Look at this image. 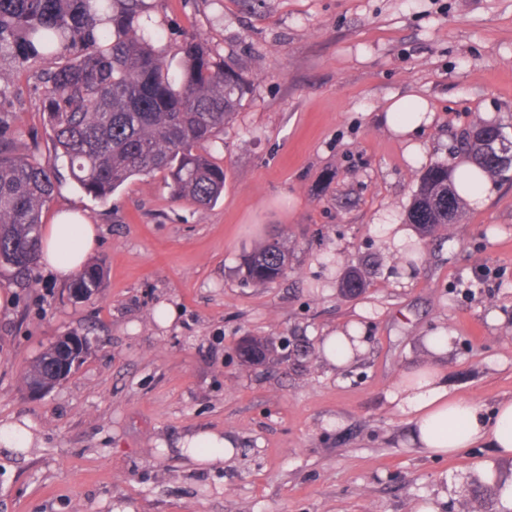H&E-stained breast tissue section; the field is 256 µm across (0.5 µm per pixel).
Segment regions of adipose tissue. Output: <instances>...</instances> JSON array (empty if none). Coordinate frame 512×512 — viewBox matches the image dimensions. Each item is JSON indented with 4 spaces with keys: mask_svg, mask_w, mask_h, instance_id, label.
Masks as SVG:
<instances>
[{
    "mask_svg": "<svg viewBox=\"0 0 512 512\" xmlns=\"http://www.w3.org/2000/svg\"><path fill=\"white\" fill-rule=\"evenodd\" d=\"M433 120L426 99L409 95L392 100L378 121L407 142L410 155H418V140ZM99 244L97 225L81 211H57L41 230L39 264L59 282L69 281L87 263ZM452 332L439 331L424 340V362L407 374L389 399L406 416L412 444L439 458L487 445L493 459L482 462L476 476L494 488L500 512H512V399L501 402L492 414H484L474 400L453 394L444 375L443 359L452 346ZM183 456L198 464L232 459L237 441L231 434L204 430L182 438Z\"/></svg>",
    "mask_w": 512,
    "mask_h": 512,
    "instance_id": "adipose-tissue-1",
    "label": "adipose tissue"
}]
</instances>
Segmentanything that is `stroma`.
<instances>
[{"label": "stroma", "mask_w": 512, "mask_h": 512, "mask_svg": "<svg viewBox=\"0 0 512 512\" xmlns=\"http://www.w3.org/2000/svg\"><path fill=\"white\" fill-rule=\"evenodd\" d=\"M167 57L197 35L247 80L233 120L208 150L224 168L211 206L173 198L164 173L99 200L63 179L44 210H81L99 228L95 295L43 270L0 275V420L38 425L30 458L0 455V512H469V478L489 448L432 458L409 443L388 395L446 329L449 388L492 410L512 398V180L423 238L415 259L379 230L401 224L433 164L479 119L512 137V0H149ZM35 64L0 102L15 153L48 156ZM434 112L422 156L378 124L392 98ZM288 245V269L245 283L243 257ZM358 269L363 292L340 283ZM174 305L168 328L156 307ZM359 323L367 348L343 367L322 336ZM87 337L82 363L30 396L20 375L62 336ZM275 344L246 366L243 337ZM234 434L222 465L185 461L198 430Z\"/></svg>", "instance_id": "35a3bbf8"}]
</instances>
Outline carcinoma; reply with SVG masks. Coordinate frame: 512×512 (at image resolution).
I'll return each mask as SVG.
<instances>
[{
    "label": "carcinoma",
    "mask_w": 512,
    "mask_h": 512,
    "mask_svg": "<svg viewBox=\"0 0 512 512\" xmlns=\"http://www.w3.org/2000/svg\"><path fill=\"white\" fill-rule=\"evenodd\" d=\"M163 33L151 25L147 0H0V99L11 98L15 77L38 61L56 60L45 80L44 114L51 130L52 154L41 159L12 152V126L0 116V272L32 276L37 266L42 215L55 190L54 173L68 169L85 193L107 199L129 179L164 172L172 195L209 206L224 192V168L198 152L224 130L243 98V76L221 61L197 37L189 38L177 65L167 60ZM503 127L480 121L457 149L477 174L509 179L498 142ZM463 214L464 200L455 171L430 166L420 177L406 220L428 235L446 223L448 208ZM244 277L269 285L288 268V249L269 240L244 256ZM101 270L78 275L74 287L90 295ZM365 282L355 269L341 292L360 293ZM273 344L245 337L238 352L246 364L269 359ZM51 349L21 374L25 388L49 382Z\"/></svg>",
    "instance_id": "cac0c4a2"
}]
</instances>
